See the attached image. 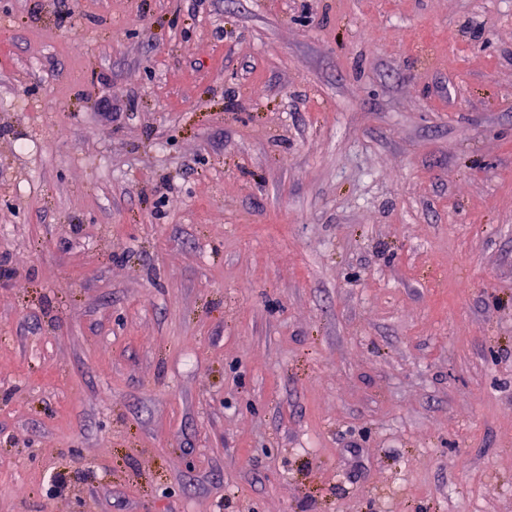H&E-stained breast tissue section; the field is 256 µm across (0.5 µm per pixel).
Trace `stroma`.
<instances>
[{
	"instance_id": "1",
	"label": "stroma",
	"mask_w": 512,
	"mask_h": 512,
	"mask_svg": "<svg viewBox=\"0 0 512 512\" xmlns=\"http://www.w3.org/2000/svg\"><path fill=\"white\" fill-rule=\"evenodd\" d=\"M0 512H512V0H0Z\"/></svg>"
}]
</instances>
